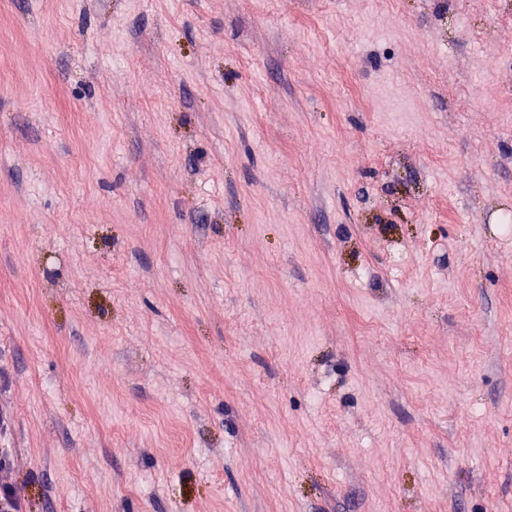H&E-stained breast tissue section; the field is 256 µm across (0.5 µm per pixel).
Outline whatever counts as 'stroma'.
Segmentation results:
<instances>
[{"mask_svg": "<svg viewBox=\"0 0 512 512\" xmlns=\"http://www.w3.org/2000/svg\"><path fill=\"white\" fill-rule=\"evenodd\" d=\"M509 212L512 0H0L30 512H512Z\"/></svg>", "mask_w": 512, "mask_h": 512, "instance_id": "obj_1", "label": "stroma"}]
</instances>
